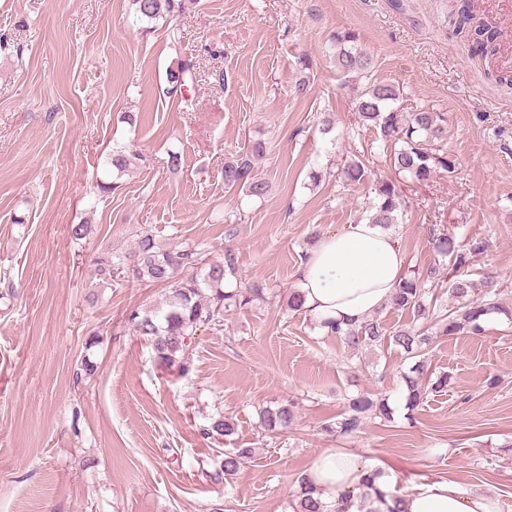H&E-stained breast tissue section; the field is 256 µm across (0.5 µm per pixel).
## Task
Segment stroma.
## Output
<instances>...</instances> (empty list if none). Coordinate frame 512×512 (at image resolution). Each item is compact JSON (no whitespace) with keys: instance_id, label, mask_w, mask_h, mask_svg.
Wrapping results in <instances>:
<instances>
[{"instance_id":"stroma-1","label":"stroma","mask_w":512,"mask_h":512,"mask_svg":"<svg viewBox=\"0 0 512 512\" xmlns=\"http://www.w3.org/2000/svg\"><path fill=\"white\" fill-rule=\"evenodd\" d=\"M456 3L196 0L173 48L164 25L141 31L130 0H0V512H291L325 448L359 454L400 496L445 478L512 505L511 319L435 338L427 363L448 388L411 415L403 350L350 349L286 306L312 236L362 220L388 180L402 195L392 228L408 268L445 264L432 229L484 240L463 276L493 277L512 307V46L472 55ZM345 32L372 60L367 77L336 69L333 37ZM185 55L201 62L188 107L164 93ZM371 82L398 86L401 111L447 113L456 177L395 175L353 104ZM122 146L142 160L117 176L107 160ZM244 156L268 185L262 197L224 190L225 162ZM361 157L367 174L343 184ZM101 181L116 190L99 194ZM75 224L91 235L74 240ZM144 230L208 262L233 249L225 290L266 288L220 329L196 331L186 376L127 320L162 306L167 286L113 288L97 275L99 252L124 256ZM86 355L97 370L80 380ZM363 394L386 397L392 419H367L354 439L325 432ZM288 401L295 424L266 434L262 411ZM219 413L234 435L204 438ZM231 448L254 454L215 485L218 452Z\"/></svg>"}]
</instances>
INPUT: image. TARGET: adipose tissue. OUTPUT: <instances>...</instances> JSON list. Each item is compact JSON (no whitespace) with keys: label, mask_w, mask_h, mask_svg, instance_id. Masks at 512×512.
<instances>
[{"label":"adipose tissue","mask_w":512,"mask_h":512,"mask_svg":"<svg viewBox=\"0 0 512 512\" xmlns=\"http://www.w3.org/2000/svg\"><path fill=\"white\" fill-rule=\"evenodd\" d=\"M406 257L391 232L361 220L320 238L309 250L299 290L304 308L318 322H363L387 305L405 276ZM370 468L354 452L327 448L314 459L309 477L337 512H358L361 480ZM404 512H501L494 491L471 493L437 478L403 499Z\"/></svg>","instance_id":"adipose-tissue-1"}]
</instances>
